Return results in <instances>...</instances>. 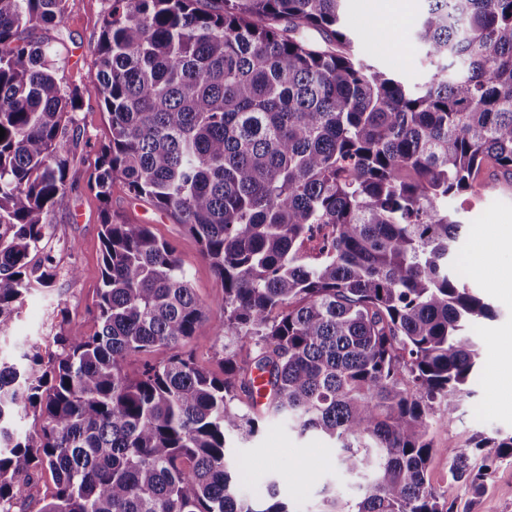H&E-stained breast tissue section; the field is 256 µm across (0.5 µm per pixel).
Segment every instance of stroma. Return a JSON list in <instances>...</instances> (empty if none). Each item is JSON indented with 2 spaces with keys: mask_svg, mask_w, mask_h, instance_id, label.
Masks as SVG:
<instances>
[{
  "mask_svg": "<svg viewBox=\"0 0 512 512\" xmlns=\"http://www.w3.org/2000/svg\"><path fill=\"white\" fill-rule=\"evenodd\" d=\"M364 3L345 0L342 16L344 27L357 38L359 53L409 84L427 81L434 65L415 39L427 10L426 0H397L398 15L388 30L370 18ZM110 5L111 0H66L61 26L38 28L30 34L32 40L58 47L63 84L82 89L83 107L74 120L92 145L70 152L72 189L66 203L45 216L49 226L46 246L55 256L58 276L51 288L24 297L18 318L0 334V357L13 359L20 347L30 345L44 353L53 351V336L66 319L80 324L86 333L97 330L92 305L101 286V212L107 208L132 223L151 225L159 238L176 246L196 296L208 312L189 348L198 365L217 373L221 343L216 332V300L221 288L210 265L200 258L196 241L166 212L132 199L122 188H114L105 202L90 187L96 146L108 137L100 87L90 74L97 66L94 47ZM456 204L463 210L464 221L458 243L461 268L468 286L480 291L496 316L475 335L480 358L471 384L473 396L462 403L451 421L438 419L433 424L429 478L451 512H512V457L500 459L477 491L451 476L448 461L449 449L469 447L476 434H512V250L505 247L503 235L504 227L512 226V184L501 178L486 179L479 194L462 195ZM73 268L78 271L74 277L69 274ZM235 456L246 469L242 494L253 496L268 485L270 477H279L278 495L291 512H320L326 486L347 498L358 494L357 479L340 469L329 439L317 434L297 436L280 417L266 418L257 436L236 442Z\"/></svg>",
  "mask_w": 512,
  "mask_h": 512,
  "instance_id": "1",
  "label": "stroma"
}]
</instances>
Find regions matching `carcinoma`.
I'll return each instance as SVG.
<instances>
[{
	"label": "carcinoma",
	"mask_w": 512,
	"mask_h": 512,
	"mask_svg": "<svg viewBox=\"0 0 512 512\" xmlns=\"http://www.w3.org/2000/svg\"><path fill=\"white\" fill-rule=\"evenodd\" d=\"M202 2L111 0L92 187L107 203L120 183L196 240L222 288L223 376L186 351L206 312L176 248L104 209L99 330L69 322L55 351L0 359V512L38 469L55 482L39 512H289L239 491L233 442L271 415L368 477L325 512H449L430 429L474 395L470 332L495 311L458 273L448 201L488 163L512 183V0H427L416 40L437 65L419 89L358 57L345 0ZM65 3L0 0V332L57 276L28 257L68 197L82 98L26 33ZM159 347L175 354L125 371ZM472 445L448 457L478 490L512 435Z\"/></svg>",
	"instance_id": "obj_1"
}]
</instances>
